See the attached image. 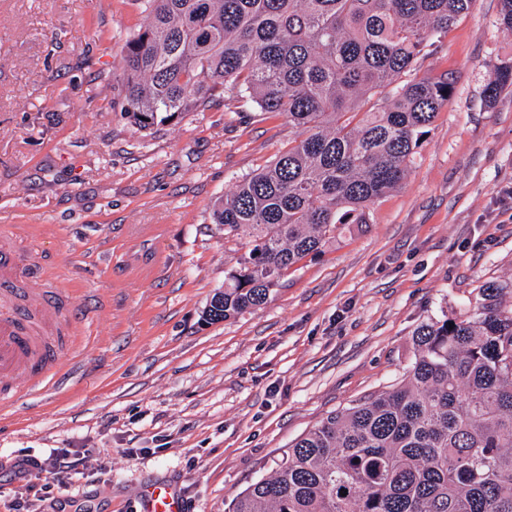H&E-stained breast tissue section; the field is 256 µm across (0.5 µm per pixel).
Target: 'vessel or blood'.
<instances>
[{
    "instance_id": "vessel-or-blood-1",
    "label": "vessel or blood",
    "mask_w": 512,
    "mask_h": 512,
    "mask_svg": "<svg viewBox=\"0 0 512 512\" xmlns=\"http://www.w3.org/2000/svg\"><path fill=\"white\" fill-rule=\"evenodd\" d=\"M54 280L26 270L19 234L0 226V411L24 396L63 391L68 372L60 346L71 321ZM144 512H185L182 499L164 484L143 493Z\"/></svg>"
}]
</instances>
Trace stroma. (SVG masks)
Segmentation results:
<instances>
[{"label": "stroma", "mask_w": 512, "mask_h": 512, "mask_svg": "<svg viewBox=\"0 0 512 512\" xmlns=\"http://www.w3.org/2000/svg\"><path fill=\"white\" fill-rule=\"evenodd\" d=\"M138 0H0V225H19L35 271L75 308L66 394L0 421L10 466L80 450L84 477L55 512H140L163 481L187 512H226L328 414L395 383L420 323L455 315L512 276V92L484 95L512 58L500 0L427 48L415 72L454 91L371 223L291 267L267 303L201 315L247 247L212 218L238 179L288 143L279 115L232 92L141 131L123 115L121 48Z\"/></svg>", "instance_id": "35a3bbf8"}]
</instances>
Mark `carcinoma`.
Instances as JSON below:
<instances>
[{"label":"carcinoma","instance_id":"obj_1","mask_svg":"<svg viewBox=\"0 0 512 512\" xmlns=\"http://www.w3.org/2000/svg\"><path fill=\"white\" fill-rule=\"evenodd\" d=\"M147 23L124 43V116L140 130L204 108L284 116L288 145L239 179L213 222L248 253L205 320L267 303L405 179L439 110L446 74L384 89L416 69L472 0H138ZM512 89V60L486 89ZM402 379L299 436L229 512H512V278L412 333Z\"/></svg>","mask_w":512,"mask_h":512}]
</instances>
